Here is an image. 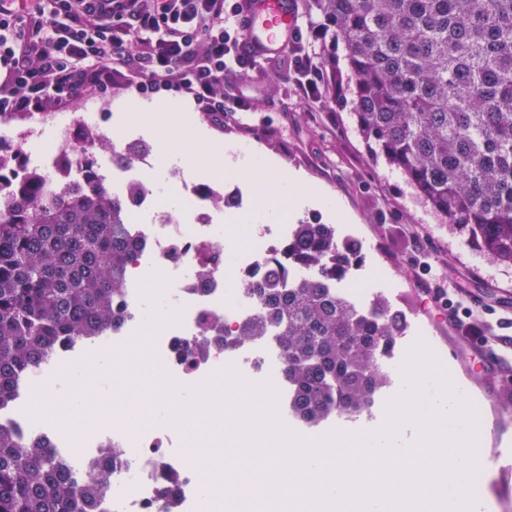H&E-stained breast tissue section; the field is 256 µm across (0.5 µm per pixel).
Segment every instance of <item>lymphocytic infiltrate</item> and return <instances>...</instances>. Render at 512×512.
<instances>
[{
  "instance_id": "lymphocytic-infiltrate-1",
  "label": "lymphocytic infiltrate",
  "mask_w": 512,
  "mask_h": 512,
  "mask_svg": "<svg viewBox=\"0 0 512 512\" xmlns=\"http://www.w3.org/2000/svg\"><path fill=\"white\" fill-rule=\"evenodd\" d=\"M241 0H0V112H45L112 91L133 76L148 95L174 87L216 117L244 110L227 77L244 68L238 53ZM295 32L290 67L307 98L324 86L309 40Z\"/></svg>"
}]
</instances>
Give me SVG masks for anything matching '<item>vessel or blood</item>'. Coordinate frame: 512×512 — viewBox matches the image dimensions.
Segmentation results:
<instances>
[{
  "label": "vessel or blood",
  "mask_w": 512,
  "mask_h": 512,
  "mask_svg": "<svg viewBox=\"0 0 512 512\" xmlns=\"http://www.w3.org/2000/svg\"><path fill=\"white\" fill-rule=\"evenodd\" d=\"M295 13V0H246L240 54L253 63L283 54L295 31Z\"/></svg>",
  "instance_id": "vessel-or-blood-1"
}]
</instances>
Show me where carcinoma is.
Returning a JSON list of instances; mask_svg holds the SVG:
<instances>
[{
	"mask_svg": "<svg viewBox=\"0 0 512 512\" xmlns=\"http://www.w3.org/2000/svg\"><path fill=\"white\" fill-rule=\"evenodd\" d=\"M343 41L357 127L443 223L493 264L512 266V0H313ZM0 193V408L20 375L74 340L110 336L136 245L125 195L98 181ZM306 274L271 264L243 292L260 312L236 339L273 328L288 414L315 426L371 411L409 323L383 298L359 306L333 284L362 248L330 224H295ZM103 474L76 477L42 439L0 425V512H94Z\"/></svg>",
	"mask_w": 512,
	"mask_h": 512,
	"instance_id": "cac0c4a2",
	"label": "carcinoma"
}]
</instances>
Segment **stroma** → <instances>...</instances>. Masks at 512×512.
<instances>
[{
	"instance_id": "35a3bbf8",
	"label": "stroma",
	"mask_w": 512,
	"mask_h": 512,
	"mask_svg": "<svg viewBox=\"0 0 512 512\" xmlns=\"http://www.w3.org/2000/svg\"><path fill=\"white\" fill-rule=\"evenodd\" d=\"M325 77L320 95L304 99L294 70L280 62L238 73L234 85L251 110L245 118L219 121L194 106L205 134L202 149L229 142L258 146L276 161L275 176L301 175L337 198V216L321 206L297 210L271 196L265 202L281 211L282 223L332 224L339 236L358 239L364 261L350 288L366 303L383 295L409 317L395 363L426 337L483 410V456L512 448V414L503 411L512 403V362H486L483 347L484 340L512 337V267L491 264L463 245L397 170L371 156L347 83L330 70ZM474 487L491 503L490 512H512V470L484 464Z\"/></svg>"
}]
</instances>
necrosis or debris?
I'll list each match as a JSON object with an SVG mask.
<instances>
[{"label":"necrosis or debris","mask_w":512,"mask_h":512,"mask_svg":"<svg viewBox=\"0 0 512 512\" xmlns=\"http://www.w3.org/2000/svg\"><path fill=\"white\" fill-rule=\"evenodd\" d=\"M99 118L96 112L34 113V136L16 145L19 163L0 171V189L21 187L34 169L52 189L90 176L108 184L118 196L131 185L143 187L131 208L130 230L140 249L123 299V325L110 336L73 341L29 371L6 420L26 436L47 440L52 450H66L65 460L75 474L91 468L103 471L106 490L95 512H157L170 488L182 512H198L199 465L178 453L185 435L172 430L168 422L133 428L118 420L71 430L34 418L29 402L39 394L53 396L60 373L79 368L90 352L125 348L160 313L169 319L151 336V353L176 387L204 386L233 360L245 379L271 381L279 400H287L276 337L264 336L244 346L234 342V330L258 313L256 300L237 284L263 278L272 257L290 277L301 275L302 268L288 253V225L225 223V216L244 210L237 197L201 176L164 166L152 151L132 152L130 140L115 141L111 150H101ZM242 235L251 238V248L235 246V239ZM203 265L211 271L205 287L197 279ZM210 321L218 322L219 330L207 336L203 355L192 354L194 340L203 336L202 327ZM114 447L119 450L115 456L110 453Z\"/></svg>","instance_id":"necrosis-or-debris-1"}]
</instances>
